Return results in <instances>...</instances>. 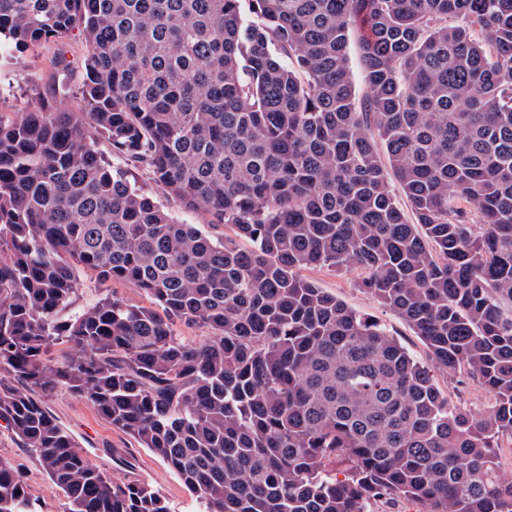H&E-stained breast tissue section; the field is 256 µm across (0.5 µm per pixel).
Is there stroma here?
Masks as SVG:
<instances>
[{
    "label": "stroma",
    "mask_w": 512,
    "mask_h": 512,
    "mask_svg": "<svg viewBox=\"0 0 512 512\" xmlns=\"http://www.w3.org/2000/svg\"><path fill=\"white\" fill-rule=\"evenodd\" d=\"M82 49L76 36L63 45L43 43L22 50L8 44L0 46V112L27 111L36 92L45 89L58 51H65L67 58L77 63L81 60ZM304 276L349 308L385 326L418 361L429 366L436 386L452 404L479 421L490 416L492 408L488 396L457 371L433 364L426 346L408 324L359 288L355 273L317 268L305 271ZM79 278L81 289L76 295V306H85L108 290L116 291L132 304L147 302L144 293L133 284L103 283L90 271L80 272ZM43 403L57 423L72 435L88 460L112 480L149 484L167 500L172 512H201L200 504L161 457L113 427L90 402L60 390L45 397ZM0 459L24 474L35 512H66L64 497L43 473L35 456L2 425Z\"/></svg>",
    "instance_id": "obj_1"
}]
</instances>
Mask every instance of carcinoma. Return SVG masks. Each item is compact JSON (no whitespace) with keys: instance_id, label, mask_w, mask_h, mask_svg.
<instances>
[{"instance_id":"carcinoma-1","label":"carcinoma","mask_w":512,"mask_h":512,"mask_svg":"<svg viewBox=\"0 0 512 512\" xmlns=\"http://www.w3.org/2000/svg\"><path fill=\"white\" fill-rule=\"evenodd\" d=\"M75 31L82 111L57 106L61 51L36 104L0 112V421L66 512L170 508L113 482L17 383L89 401L205 512H512V0H0L16 48ZM137 169L250 247L175 222ZM317 267L363 271L488 395L489 421L302 277ZM80 269L149 305L72 308ZM0 512H35L2 460Z\"/></svg>"}]
</instances>
